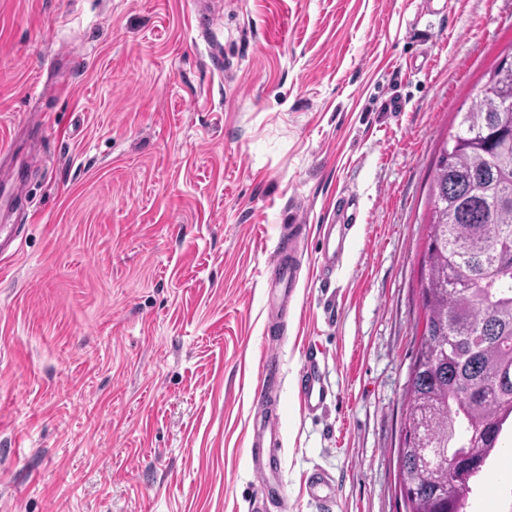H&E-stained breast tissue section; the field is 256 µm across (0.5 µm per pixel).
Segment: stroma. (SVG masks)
I'll return each instance as SVG.
<instances>
[{
    "label": "stroma",
    "instance_id": "35a3bbf8",
    "mask_svg": "<svg viewBox=\"0 0 512 512\" xmlns=\"http://www.w3.org/2000/svg\"><path fill=\"white\" fill-rule=\"evenodd\" d=\"M213 2L206 26L197 0H0V148L27 185L0 203L21 227L0 258V512H251L264 389L283 425L269 512H405L432 157L512 46V0ZM340 196L356 221L326 281ZM312 353L333 393L314 414ZM511 466L471 512H512ZM315 472L332 502L306 493ZM340 224L336 232L337 224H329L323 233V246L320 251V269L329 274L336 271V266L342 259L344 253L346 235L345 227ZM294 239L295 234L289 237L288 233V236L283 237L286 247L281 251L277 261L278 265L272 274V281L275 287L284 288V297H288V293L295 286L294 266L296 261L293 247ZM297 395L305 411L314 413L321 409L331 397L323 381L322 370L316 356L304 364L297 379Z\"/></svg>",
    "mask_w": 512,
    "mask_h": 512
}]
</instances>
